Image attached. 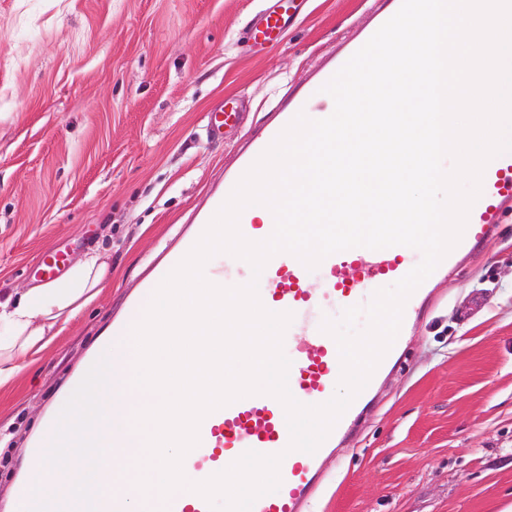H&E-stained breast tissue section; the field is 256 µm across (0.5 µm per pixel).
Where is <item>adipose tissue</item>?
<instances>
[{
  "mask_svg": "<svg viewBox=\"0 0 512 512\" xmlns=\"http://www.w3.org/2000/svg\"><path fill=\"white\" fill-rule=\"evenodd\" d=\"M111 273L109 256L93 249L63 277L0 298V388L36 362L94 303Z\"/></svg>",
  "mask_w": 512,
  "mask_h": 512,
  "instance_id": "1",
  "label": "adipose tissue"
}]
</instances>
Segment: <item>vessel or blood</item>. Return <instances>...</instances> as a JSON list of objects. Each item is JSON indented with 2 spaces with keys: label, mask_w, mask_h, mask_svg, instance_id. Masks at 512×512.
Wrapping results in <instances>:
<instances>
[{
  "label": "vessel or blood",
  "mask_w": 512,
  "mask_h": 512,
  "mask_svg": "<svg viewBox=\"0 0 512 512\" xmlns=\"http://www.w3.org/2000/svg\"><path fill=\"white\" fill-rule=\"evenodd\" d=\"M302 0H267L248 37L260 46L283 32L301 13ZM387 14L376 13L371 28L365 29L331 62L319 70L313 79L323 86L381 27ZM242 99L226 101L221 114L211 115L207 133L211 136L230 134L240 123ZM312 119H324L326 108L315 104L310 95L288 97L260 135L252 137L239 153L230 184L239 178L258 156L274 141L298 113ZM512 211V153L491 159L483 173L481 195L469 211L461 241L442 260L430 280L424 281L407 300L403 312V328H411L421 319L431 299V286L455 267L463 256L492 238L507 212ZM410 249L393 246L380 250L352 248L326 257L321 268L324 286L312 292L308 286L309 272L293 255L279 253L263 269L258 290L261 302L270 311L289 312L300 323L305 343L294 347L289 355L288 385L292 393L320 402L329 401L335 394L336 381L341 374L338 346L335 340L311 324L310 312L324 302L341 307L356 306L370 300L379 283L397 281L412 268ZM363 397H356L340 417L333 430L315 453L288 452L290 432L282 404L269 395H252L208 414L199 426V444L190 455L192 467L199 472L216 474L224 469L226 452L244 454L253 450L264 455L282 454L279 474L281 484L276 492L259 497L252 512H307L310 500L318 492L322 480V461L336 448L352 418L359 416ZM166 512H211L209 503L199 495L184 498L172 496Z\"/></svg>",
  "instance_id": "obj_1"
}]
</instances>
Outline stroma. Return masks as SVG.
<instances>
[{"label": "stroma", "instance_id": "1", "mask_svg": "<svg viewBox=\"0 0 512 512\" xmlns=\"http://www.w3.org/2000/svg\"><path fill=\"white\" fill-rule=\"evenodd\" d=\"M376 0H306L262 51L263 0H0V292L42 285L56 248L112 258L97 301L0 389V512L26 442L129 295L224 183L233 138L207 115L245 97L242 133L309 88ZM361 425L325 463L310 512H506L512 506V214L436 287Z\"/></svg>", "mask_w": 512, "mask_h": 512}]
</instances>
